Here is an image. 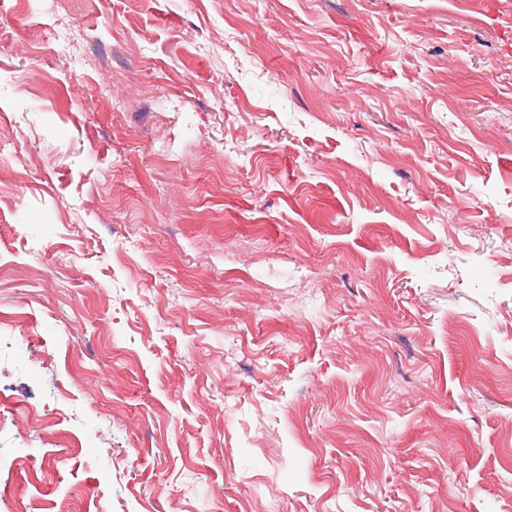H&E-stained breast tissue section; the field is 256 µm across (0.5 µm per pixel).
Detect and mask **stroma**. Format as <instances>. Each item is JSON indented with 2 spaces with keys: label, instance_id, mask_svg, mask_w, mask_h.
<instances>
[{
  "label": "stroma",
  "instance_id": "obj_1",
  "mask_svg": "<svg viewBox=\"0 0 512 512\" xmlns=\"http://www.w3.org/2000/svg\"><path fill=\"white\" fill-rule=\"evenodd\" d=\"M0 24V495L512 512V0Z\"/></svg>",
  "mask_w": 512,
  "mask_h": 512
}]
</instances>
